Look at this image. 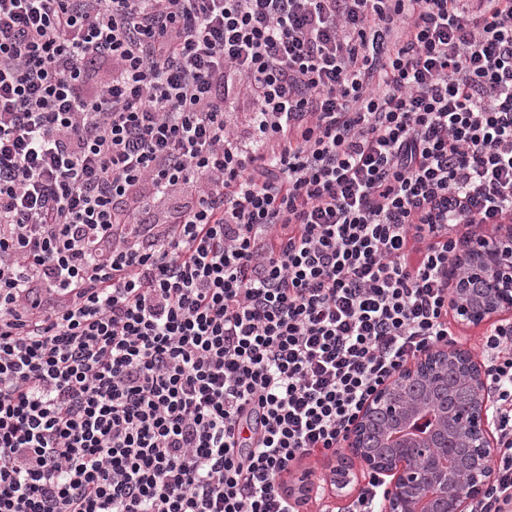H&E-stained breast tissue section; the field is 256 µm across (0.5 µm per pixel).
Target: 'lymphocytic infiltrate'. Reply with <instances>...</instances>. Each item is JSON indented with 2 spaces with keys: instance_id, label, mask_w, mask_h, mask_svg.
<instances>
[{
  "instance_id": "lymphocytic-infiltrate-1",
  "label": "lymphocytic infiltrate",
  "mask_w": 512,
  "mask_h": 512,
  "mask_svg": "<svg viewBox=\"0 0 512 512\" xmlns=\"http://www.w3.org/2000/svg\"><path fill=\"white\" fill-rule=\"evenodd\" d=\"M507 221L512 0H0V512H298Z\"/></svg>"
}]
</instances>
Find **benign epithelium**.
I'll return each mask as SVG.
<instances>
[{
	"instance_id": "1",
	"label": "benign epithelium",
	"mask_w": 512,
	"mask_h": 512,
	"mask_svg": "<svg viewBox=\"0 0 512 512\" xmlns=\"http://www.w3.org/2000/svg\"><path fill=\"white\" fill-rule=\"evenodd\" d=\"M448 304L459 322L473 326L512 312V225L490 239L474 240L448 265ZM459 372L471 399L450 418L424 399L403 394L412 380L433 389ZM484 373L461 349H435L409 365L377 392L348 438L349 453L332 466V485L347 487L353 462L386 473L393 490L385 512H469L473 500L492 480L495 452L489 425ZM476 440V452L459 468L448 461V433Z\"/></svg>"
}]
</instances>
